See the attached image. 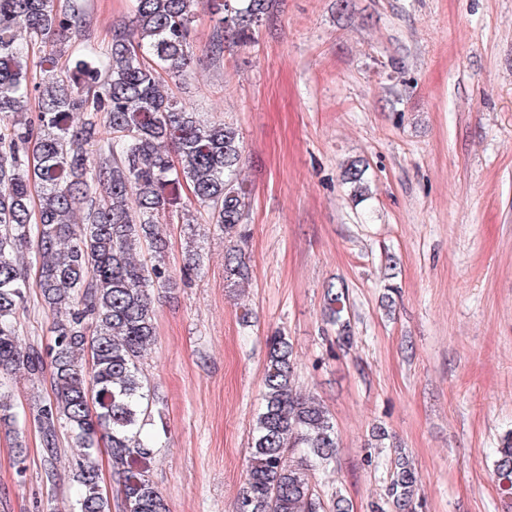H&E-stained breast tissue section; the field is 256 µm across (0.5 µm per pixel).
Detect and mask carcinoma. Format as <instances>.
<instances>
[{
	"mask_svg": "<svg viewBox=\"0 0 512 512\" xmlns=\"http://www.w3.org/2000/svg\"><path fill=\"white\" fill-rule=\"evenodd\" d=\"M132 2L129 26L62 70L68 32L86 22L84 0H0V429L16 432L20 424L2 379L20 372L38 379L51 358L52 396L30 416L48 462L63 434L75 449L79 494L70 512H112L95 461L103 444L122 512H168L148 475L154 443L142 429L151 391L141 360L156 341L152 292L171 280L159 217L169 212L190 223L175 209L183 186L224 234L227 285L252 279L241 249L250 193L239 178L238 130L201 120L161 78L189 66L200 9L218 19V57L224 38L254 39L272 0ZM34 42L49 47L39 82L29 62ZM31 110L35 117L21 119ZM365 174L359 160L343 170L357 191ZM32 265L41 304L53 315L47 347L24 342L16 323ZM347 296L342 282L325 292L326 323L340 346L351 340ZM262 401L236 512H324L315 474L336 461V425L317 398L298 391L293 344L280 334L267 339ZM493 475L512 495V430ZM385 504L374 512L420 507L417 473L402 455L391 461Z\"/></svg>",
	"mask_w": 512,
	"mask_h": 512,
	"instance_id": "carcinoma-1",
	"label": "carcinoma"
}]
</instances>
